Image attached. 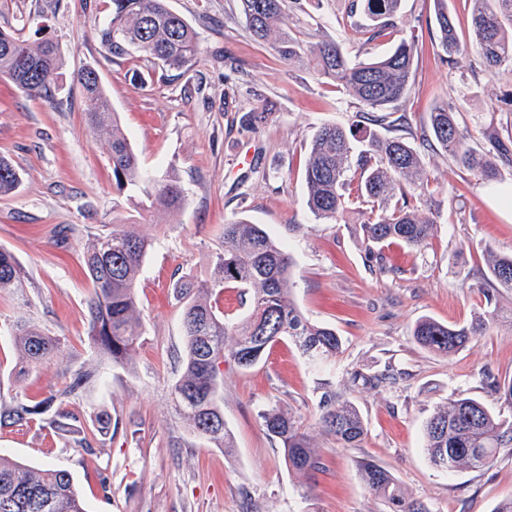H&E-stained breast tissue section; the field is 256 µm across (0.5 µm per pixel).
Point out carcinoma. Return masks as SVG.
I'll return each mask as SVG.
<instances>
[{
	"label": "carcinoma",
	"instance_id": "1",
	"mask_svg": "<svg viewBox=\"0 0 512 512\" xmlns=\"http://www.w3.org/2000/svg\"><path fill=\"white\" fill-rule=\"evenodd\" d=\"M110 19L100 29L103 48L111 55L140 53L154 63L177 71L197 62L201 53L196 32L168 0H110ZM237 10L257 40L275 37V48L291 66L304 52L302 41L284 23L285 0H236ZM401 0H350L348 19L362 13L373 25L359 29L371 42L399 32ZM470 43L485 67L494 74L512 76V0H473ZM440 47L445 60L455 61L464 51L446 0H437L435 15ZM320 75L346 89L364 107V119L372 126L397 129L410 80L418 38L397 39L391 49L373 59L350 58L334 41L311 47ZM62 68L59 45L44 38L30 43L0 30V76L11 80L28 96L51 102L59 88ZM76 84L83 95L85 118L91 129L109 144L112 180L120 192H133L129 200L163 212H176L187 203L178 177L170 173L149 179L138 155L112 111L98 72L79 71ZM429 137L462 168L486 181L497 179L498 162L512 164V150L497 143L496 153L465 147L448 104L430 112ZM421 149L405 137L381 135L374 130L346 129L324 124L313 133L303 170L307 206L318 221H337L348 204L362 200L376 214L361 225L365 241L372 245L401 243L424 247L434 234L436 221L423 213L405 191L424 178ZM21 184L11 160L0 155V197L13 194ZM154 242L134 226L94 237L82 256L93 294L87 304L91 346L115 366H126L139 340L135 288L147 253ZM489 254L492 281L497 288L512 290V255ZM291 258L285 246L261 225L245 220L224 224V249L213 256L208 280L182 275L174 284L182 303L185 351L172 389L177 413L194 433L217 448L232 447L220 408V365L230 360L241 369L259 364L281 340L294 341L308 364L317 368L332 362L342 341L330 326L305 318L290 293ZM24 269L14 255L0 248V292L23 287ZM242 288L248 313L231 317L220 311L213 297L226 288ZM498 309L489 308L463 325H448L430 318L417 321L414 340L424 348L448 355L471 338L484 334L498 320ZM20 371L51 359L56 339L30 321L10 329ZM95 378L92 371L74 376L62 391L32 402L14 398L0 403V426L28 422L52 412L49 424L57 430L80 434L69 427L68 398ZM318 402L321 430L344 447H353L366 433L359 408L344 393L322 384ZM267 436L276 442L288 469L307 476L323 469L322 450L288 410L277 404L258 413ZM424 451L432 466L447 473L487 467L498 456L512 453V419L469 398H450L438 404L424 426ZM360 476L375 496L384 499L390 512H432L428 504L407 495L383 466L362 460ZM0 512H87L72 475L55 467L34 468L0 456Z\"/></svg>",
	"mask_w": 512,
	"mask_h": 512
}]
</instances>
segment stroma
<instances>
[{
  "label": "stroma",
  "instance_id": "stroma-1",
  "mask_svg": "<svg viewBox=\"0 0 512 512\" xmlns=\"http://www.w3.org/2000/svg\"><path fill=\"white\" fill-rule=\"evenodd\" d=\"M348 0H288L286 24L305 46L337 41L347 55L375 58L391 43L363 42L345 27ZM196 30L202 53L182 74L143 57L112 56L99 40L105 0H0V29L34 42L49 38L63 56L53 102L34 99L0 78V155L22 176L0 197V247L25 271L20 296L0 294V401L38 400L65 388L73 373L95 381L69 401L75 428L94 436L108 413L113 429L92 451L36 418L0 428V451L33 465L68 470L88 512H390L362 483L358 463L388 469L432 512H494L512 498V454L492 466L444 475L426 460L423 427L435 406L471 397L511 416L494 383L512 381V330L498 324L442 357L417 344L412 328L429 317L466 324L486 307L487 251L512 253V210L500 188L512 166L487 182L439 147L425 148L426 187H409L428 205L437 229L419 250L398 244L370 255L361 224L370 209L352 203L342 220H315L302 180L309 142L324 124L359 123L358 102L318 75L311 54L285 66L272 42L253 40L236 0H169ZM436 0H401L402 36L418 35V55L403 110L404 134L420 143L433 107L458 114L465 144L491 149L512 140V81L489 74L474 54L448 64L438 46ZM102 85L143 167L156 178L177 168L187 191L175 213L133 205L112 183L109 146L87 125L73 82L84 66ZM266 113L253 124L249 113ZM263 225L293 258L294 302L309 320L334 327L343 350L330 370H313L292 341L274 345L255 367L223 366L220 407L232 452L194 434L175 410L171 386L183 351L182 307L174 284L183 274H211L225 222ZM154 240L136 290L140 340L128 367L89 343L92 286L82 255L94 236L123 225ZM73 229L67 248L52 231ZM34 322L60 345L48 363L19 373L2 331ZM395 374L378 387L354 375ZM330 380L360 409L364 439L342 447L317 426L321 383ZM269 403L286 407L322 448L324 467L311 482L289 473L258 417Z\"/></svg>",
  "mask_w": 512,
  "mask_h": 512
}]
</instances>
